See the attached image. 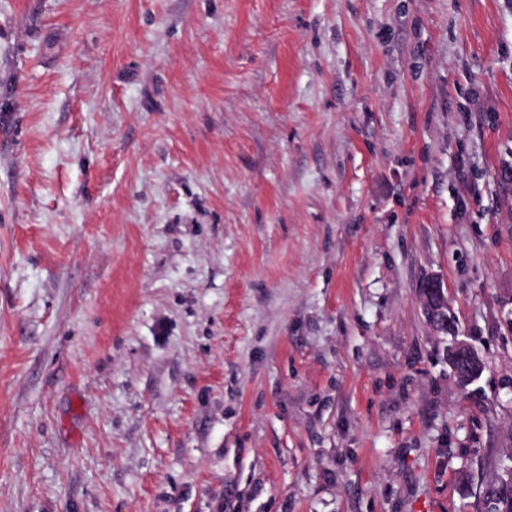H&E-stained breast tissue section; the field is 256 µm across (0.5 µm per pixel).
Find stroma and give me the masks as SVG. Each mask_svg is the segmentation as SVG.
Here are the masks:
<instances>
[{
  "label": "stroma",
  "instance_id": "stroma-1",
  "mask_svg": "<svg viewBox=\"0 0 512 512\" xmlns=\"http://www.w3.org/2000/svg\"><path fill=\"white\" fill-rule=\"evenodd\" d=\"M510 467L512 0H0V512H485ZM447 288L439 277H427L421 286L424 303L429 304L432 309H438L442 303H446L448 300ZM452 337L457 357L466 363V367L469 372L475 373L480 366L483 356L467 340L459 338V336Z\"/></svg>",
  "mask_w": 512,
  "mask_h": 512
}]
</instances>
